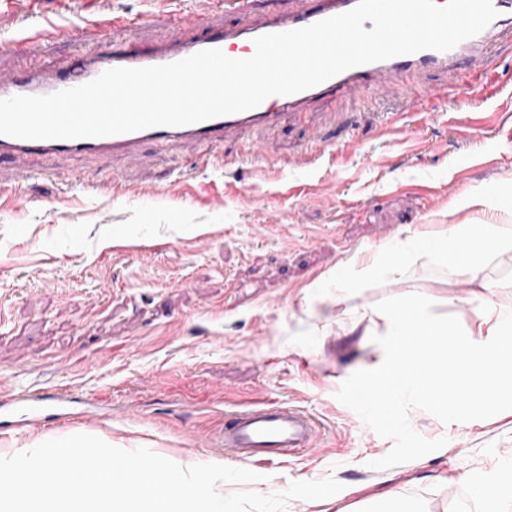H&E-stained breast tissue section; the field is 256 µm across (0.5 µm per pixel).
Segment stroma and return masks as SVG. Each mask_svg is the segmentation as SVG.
Returning <instances> with one entry per match:
<instances>
[{
	"label": "stroma",
	"instance_id": "1",
	"mask_svg": "<svg viewBox=\"0 0 512 512\" xmlns=\"http://www.w3.org/2000/svg\"><path fill=\"white\" fill-rule=\"evenodd\" d=\"M140 14L113 40L149 48L164 37L155 18L198 0H110ZM101 0H6L0 39L25 19L69 25L66 41L42 40L40 63L76 58L94 32ZM475 103L468 81L446 106L412 111L420 87L391 97H338L305 118L250 131L198 165L199 145L145 144L128 155L71 158L54 175L0 206V391L67 388L110 406L93 420H51L16 433L0 427V449L84 433L110 445L145 447L183 466L223 463L213 438L224 411L258 401L290 403L317 418L321 447L259 468L254 491L333 476L342 486L286 512H371L396 492L421 512H482L478 483L512 460V408L461 418L429 405L404 406L409 428L387 427L359 407L351 384L385 338L382 311L412 291L466 330L475 320L465 287L421 261L403 282H372L311 306L303 297L353 254L373 255L408 231H438L485 213L451 214L474 191L507 201L512 190V42H501ZM486 120L470 136L469 118ZM283 161L275 180L249 164L248 143ZM130 196L112 197L113 179ZM457 293L460 305L448 304Z\"/></svg>",
	"mask_w": 512,
	"mask_h": 512
}]
</instances>
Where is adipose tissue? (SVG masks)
Returning a JSON list of instances; mask_svg holds the SVG:
<instances>
[{
	"label": "adipose tissue",
	"mask_w": 512,
	"mask_h": 512,
	"mask_svg": "<svg viewBox=\"0 0 512 512\" xmlns=\"http://www.w3.org/2000/svg\"><path fill=\"white\" fill-rule=\"evenodd\" d=\"M489 208L495 211L490 223L414 232L395 239L371 259L351 257L326 282L342 295L371 279H401L410 266L425 259L446 267L455 282L475 289L476 321L463 335L412 292L386 310L388 349L366 365L353 393L359 405L381 408L394 428L405 427L403 404L425 400L427 392L452 382L458 396L447 407L451 414L497 407L502 394L512 393V353L500 346L503 338L512 336V308L501 303L497 283L483 274L489 258L512 251V206L493 202L482 191L465 194L455 203L459 212ZM415 328L426 331L431 341L423 351L403 356L398 344Z\"/></svg>",
	"instance_id": "obj_1"
}]
</instances>
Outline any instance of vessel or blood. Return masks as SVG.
I'll use <instances>...</instances> for the list:
<instances>
[{"label": "vessel or blood", "instance_id": "obj_1", "mask_svg": "<svg viewBox=\"0 0 512 512\" xmlns=\"http://www.w3.org/2000/svg\"><path fill=\"white\" fill-rule=\"evenodd\" d=\"M357 3L358 0H284L279 9L257 13L252 9V0H224L225 12L245 16L244 25L228 28L213 24L205 37L159 44L146 50L130 43L106 53L91 52L56 69L44 68L36 61L37 43L44 37L66 39L71 29L46 20L36 30L12 39V47L23 48L29 62L22 69L0 74V99L50 95L89 82L111 68L165 65L208 49L221 50L234 59H247L255 52L257 37L306 27L347 12ZM492 5L497 17L479 34L445 52L422 50L354 67L305 91L272 96L254 109L190 125L71 140H24L0 135V163L27 157L60 163L76 155L129 152L147 143L168 148L193 141L208 150L252 128L278 125L287 114L302 111L316 100L336 96L354 98L366 89L385 99L392 94L397 78L420 84L434 72L446 74L453 83L460 75H468L472 80L471 92L479 98L484 94L483 78L495 63L496 43L503 37H512V0H492ZM138 23V18L106 9L100 12L97 26L116 34ZM320 434L315 417L297 406L257 403L225 412L218 440L227 457L257 465L313 451L319 445Z\"/></svg>", "mask_w": 512, "mask_h": 512}]
</instances>
